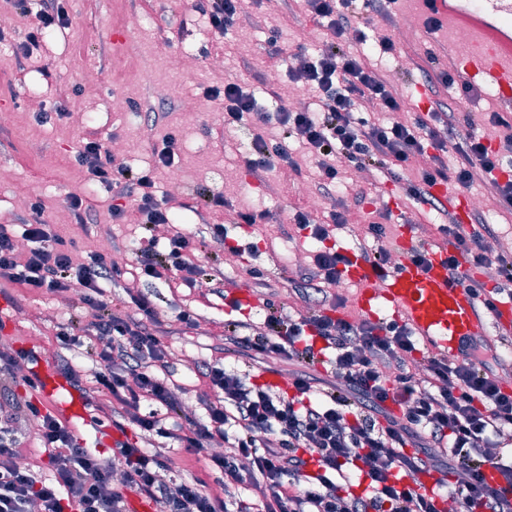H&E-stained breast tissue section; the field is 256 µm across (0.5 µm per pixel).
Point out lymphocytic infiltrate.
Returning <instances> with one entry per match:
<instances>
[{
  "label": "lymphocytic infiltrate",
  "instance_id": "1",
  "mask_svg": "<svg viewBox=\"0 0 512 512\" xmlns=\"http://www.w3.org/2000/svg\"><path fill=\"white\" fill-rule=\"evenodd\" d=\"M391 2L303 0L311 15L326 22L330 38L316 54L298 52L287 76L312 95L315 109L294 111L281 104L275 112L263 111L240 83L229 80L223 88L224 125H278L279 139L254 135L243 158L249 176L263 186L276 169L288 180L300 175L288 151L291 140L314 157L316 189L324 196L336 190L339 164L386 173L407 200L443 214L433 240L418 242L409 259L424 265L430 249L447 250L449 280L469 288L484 313H497L499 304L512 301V249L491 246L498 233L482 215H475L470 231H460L433 189L479 186L512 214V178L501 182L494 176L512 161V115L489 114L490 125L504 131L498 147H490L474 134L470 115L444 96L456 84L465 93L473 89L470 82H457L456 70L446 65L420 72L429 91L425 117L380 120V113L400 111L398 84L358 46L366 40L370 17L393 25ZM14 4L21 15L36 18L29 42L70 23L64 0ZM176 149V136H168L154 151L153 167L136 170L118 161L91 130L74 160L95 185L118 197L113 221L143 230L134 251L140 277L188 288L203 278L225 285V305L239 311L220 251L254 256L258 250L244 237L228 245V229L215 217L229 202L206 188L197 191V213L209 240L173 229L169 207L157 198L156 179L159 170L174 165ZM421 157L426 165H418ZM372 195V187L358 188L350 206L331 211L327 224L299 204L292 223L280 225L282 237L300 232L317 245L311 262L291 281L307 303L305 314H284L270 300L261 323L235 319L225 326L228 343L291 365L293 394L272 393L248 382L236 367L207 362L198 372L209 390L200 417L184 414L180 386L169 377L172 349L152 294L138 288L111 293L124 275L112 255L124 251V243L74 263L38 202L22 220V238L0 225V281L54 294L81 288L80 314L57 327L56 340L69 353L60 372L93 405L98 426L126 435L108 454L84 448L68 421L37 398V352L1 351L0 512H127L130 491L149 498L156 512H440L444 496L456 500L461 512H512V391L495 378L506 363L496 347L472 339L455 358L431 354L418 360L414 354L424 339L406 322L344 313L347 300L335 288L349 256L331 245V232L349 223L353 212H364ZM126 198L133 208L123 206ZM161 225L172 232L159 250L155 233ZM210 242L217 250L204 266L199 252ZM315 337L326 344L335 387L317 388L308 371L316 363L310 346ZM26 421L37 424L40 457L34 468L18 462L24 444L18 425ZM157 437L174 440L181 453L203 457L199 473L163 480L172 457L169 449L152 447ZM218 442L231 443V452H211ZM492 444L498 451L491 456ZM309 456L317 459L320 473L305 482L301 470ZM118 465L125 479L116 487L112 474ZM424 470L441 476L429 495L407 482ZM213 475L223 479L227 500L208 494ZM360 478L367 480V492L351 493Z\"/></svg>",
  "mask_w": 512,
  "mask_h": 512
}]
</instances>
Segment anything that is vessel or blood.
<instances>
[{
	"instance_id": "obj_1",
	"label": "vessel or blood",
	"mask_w": 512,
	"mask_h": 512,
	"mask_svg": "<svg viewBox=\"0 0 512 512\" xmlns=\"http://www.w3.org/2000/svg\"><path fill=\"white\" fill-rule=\"evenodd\" d=\"M414 7L432 18L424 31L425 40L436 48L438 61L453 62L462 77L479 79L495 91L503 109L512 112V0H411ZM463 31L470 48L458 53L442 36ZM436 194L446 204L457 224L470 229L472 207L469 199L439 186ZM447 254L431 251L428 267L400 258L387 278H379L370 264L350 253L343 271L345 280L360 285L357 306L364 316L378 319L381 309H390L437 353L454 357L464 339L486 336L485 318L479 303L464 286L450 283L445 265ZM35 371L44 400L68 418L86 419L84 399L69 387L55 366L38 361Z\"/></svg>"
}]
</instances>
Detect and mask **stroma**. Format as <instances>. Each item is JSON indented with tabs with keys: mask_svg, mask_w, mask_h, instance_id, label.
Wrapping results in <instances>:
<instances>
[{
	"mask_svg": "<svg viewBox=\"0 0 512 512\" xmlns=\"http://www.w3.org/2000/svg\"><path fill=\"white\" fill-rule=\"evenodd\" d=\"M261 9L265 28L278 29L279 42L286 54L303 47L315 52V45H302L299 28L318 27L317 19L308 16L301 25L291 24L283 0H265ZM68 12L70 25L44 34L33 50L25 74H16L10 46L0 43V110L25 107L34 100L50 114L46 120L34 112L27 114L22 125L6 129L0 136V164L18 173L17 181L0 183V225L15 222L18 214L13 202L23 196L44 204L46 215L52 216L58 231L75 239L78 254L99 250L100 234L107 230L139 244L140 229L132 224L113 223L111 195L91 191L85 171L72 164L80 128L54 115L56 107L72 96L74 88L93 84L97 87L96 94L83 101L87 123L102 134L114 132L119 137L137 140L140 151L129 158L130 166L152 165V146L161 143L166 135L176 134L183 173V188L174 208L177 227L207 236L206 227L195 213L198 202L195 191L200 186L223 193L232 202V209L224 213V224H232L239 210L268 211V219L253 235L261 252L259 260L246 255L235 257L233 267L224 270L228 278L248 284L252 281L248 273L251 263L267 267L275 262L292 271L296 268V253H313V246L304 237L288 242L278 237L277 227L288 220L297 198L294 188L283 184L280 174L275 172L269 180L280 191L272 194L246 174L242 157L250 146L251 128L222 132L224 100L203 94L205 87L223 86L225 78L230 77L252 90L262 106H270L267 94L270 88L253 78L254 69L263 66L265 28L244 22L222 37L214 33L206 19L180 5L179 0H70ZM133 14L147 16L148 24L129 38L121 52H113L114 34L124 33L125 21ZM203 47L208 48L210 55L231 48L227 72L211 70L207 58L201 57L190 80L174 84L160 71V63L174 58L179 50L198 54ZM242 58L250 61V68L239 66ZM147 79L152 81L154 90L162 92L164 99L177 105L163 122L149 128L141 121L138 110L112 109L113 98L121 94L140 101L141 86ZM38 140L45 143L39 153L31 148ZM81 192L87 193L97 215L98 232L88 237L73 225L64 204L68 194ZM148 290L155 296L164 320L172 324L175 354L170 371L183 386L181 400L186 414L197 416L203 412L201 387L196 378L203 361L225 357L253 377L264 372L286 374L283 364L243 350L225 356L226 309L218 295L198 289L175 290L158 281L150 284ZM0 299L8 303V321L0 323V350L25 346L41 352L44 360L59 363L61 350L54 340L56 323L45 319L43 312L55 307L60 309L62 317H69L80 305L78 295L66 299L51 295L23 296L6 285L0 287ZM181 302L195 309L196 328L187 330L172 323V306Z\"/></svg>",
	"mask_w": 512,
	"mask_h": 512,
	"instance_id": "1",
	"label": "stroma"
}]
</instances>
